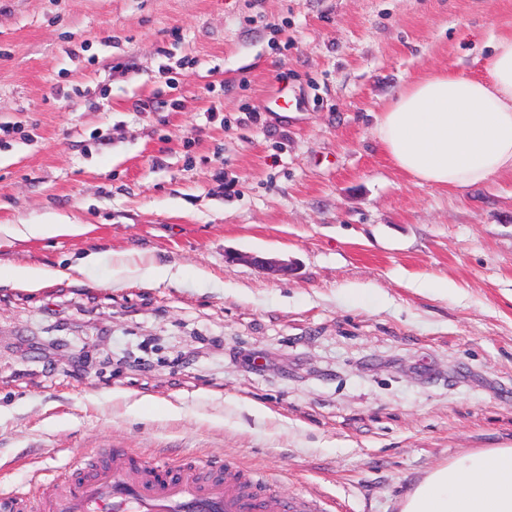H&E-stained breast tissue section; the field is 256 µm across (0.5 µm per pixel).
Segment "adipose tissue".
I'll use <instances>...</instances> for the list:
<instances>
[{
  "instance_id": "adipose-tissue-1",
  "label": "adipose tissue",
  "mask_w": 512,
  "mask_h": 512,
  "mask_svg": "<svg viewBox=\"0 0 512 512\" xmlns=\"http://www.w3.org/2000/svg\"><path fill=\"white\" fill-rule=\"evenodd\" d=\"M374 135L394 168L448 191L512 176V31L493 37L480 69L430 71L376 118ZM403 512H512V448L464 456L431 473Z\"/></svg>"
}]
</instances>
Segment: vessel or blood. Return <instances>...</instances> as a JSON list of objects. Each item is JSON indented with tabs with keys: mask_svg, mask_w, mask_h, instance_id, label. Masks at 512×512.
Here are the masks:
<instances>
[{
	"mask_svg": "<svg viewBox=\"0 0 512 512\" xmlns=\"http://www.w3.org/2000/svg\"><path fill=\"white\" fill-rule=\"evenodd\" d=\"M95 469L77 474L50 495L46 512H307L300 499L270 502L258 476L239 466L200 462L158 465L108 448Z\"/></svg>",
	"mask_w": 512,
	"mask_h": 512,
	"instance_id": "1",
	"label": "vessel or blood"
}]
</instances>
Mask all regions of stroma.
I'll use <instances>...</instances> for the list:
<instances>
[{
	"instance_id": "stroma-1",
	"label": "stroma",
	"mask_w": 512,
	"mask_h": 512,
	"mask_svg": "<svg viewBox=\"0 0 512 512\" xmlns=\"http://www.w3.org/2000/svg\"><path fill=\"white\" fill-rule=\"evenodd\" d=\"M511 28L512 0H0V271L101 254L0 282V512L99 448L234 462L326 512H401L512 448V176L421 185L373 134ZM50 221L89 231L1 230ZM227 259L230 263L246 262L249 263L264 273L274 276H288L292 268L284 260L278 258L261 257L257 255H242L238 253L230 254ZM61 274L60 271L44 266L17 267L5 273V276L15 284L24 288H40L47 281Z\"/></svg>"
}]
</instances>
